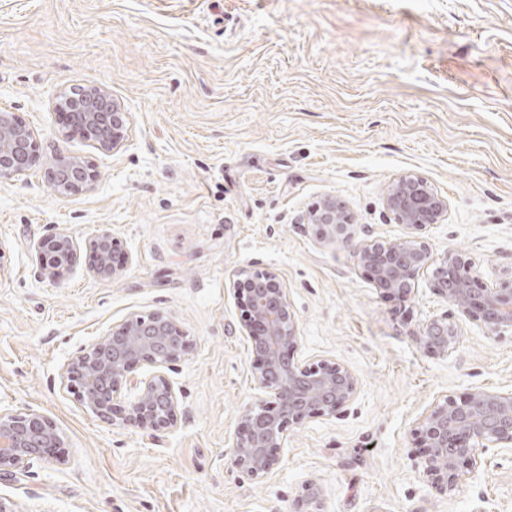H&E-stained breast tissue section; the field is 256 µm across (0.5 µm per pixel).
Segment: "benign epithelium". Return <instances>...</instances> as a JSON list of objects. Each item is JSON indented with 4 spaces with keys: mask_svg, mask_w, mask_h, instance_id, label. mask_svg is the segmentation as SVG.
<instances>
[{
    "mask_svg": "<svg viewBox=\"0 0 512 512\" xmlns=\"http://www.w3.org/2000/svg\"><path fill=\"white\" fill-rule=\"evenodd\" d=\"M56 106L66 111L71 126L82 130L103 151L114 152L126 140L129 115L105 88L64 94ZM34 151L32 131L13 113L1 112L0 179L23 174ZM47 179L58 193L74 194L90 188L95 174L79 158L59 156L48 169ZM385 205L400 223L416 232L448 215L447 198L416 174H405L391 184ZM304 220L317 226L321 236L355 253L375 287L394 297L408 295L419 272L432 268L435 291L453 306L455 314L426 324L417 340L429 351L441 356L453 352L467 321L482 324L489 335L512 330V287L479 286L478 271L466 253L449 251L435 263L429 244L415 234L391 241L359 239L350 230L351 217L330 199ZM92 246L96 275L112 276L111 257L120 240L103 230ZM39 249L45 260L41 275L49 277V267L71 258L73 241L67 235H49ZM233 288L241 300V329L256 359L254 383L272 396V400H260L242 412L233 444L234 467L258 479L278 468L280 459L273 449L284 447L288 426L336 415L354 398L358 380L339 362L309 364L297 358V320L288 290L276 272L246 273L233 280ZM186 348V337L167 313L129 316L73 361L80 374L83 403L97 416L110 418L113 393L135 367L147 364L163 369ZM177 408L175 387L157 374L139 382L137 397L118 425L148 423L165 430L176 424ZM420 438L425 472L432 483L443 491L454 489L461 465L476 468L479 457L490 447L512 452V391L474 389L459 400L446 398L422 419ZM62 444L61 433L50 418L0 409V477L16 475Z\"/></svg>",
    "mask_w": 512,
    "mask_h": 512,
    "instance_id": "1",
    "label": "benign epithelium"
}]
</instances>
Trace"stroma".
Here are the masks:
<instances>
[{
  "label": "stroma",
  "mask_w": 512,
  "mask_h": 512,
  "mask_svg": "<svg viewBox=\"0 0 512 512\" xmlns=\"http://www.w3.org/2000/svg\"><path fill=\"white\" fill-rule=\"evenodd\" d=\"M104 87L130 119L117 152L67 126L60 92ZM34 133L25 174L0 181V407L37 412L63 445L0 496L17 512H512V454L497 448L453 491L424 471L415 430L446 397L512 390V331L464 323L441 357L417 342L452 315L430 275L383 294L352 251L302 217L331 198L351 231L409 233L384 194L424 176L448 215L422 235L467 253L481 281L512 269V0H0V111ZM88 161L92 190L62 196L45 171ZM116 273L92 270L101 231ZM73 262L39 277V242ZM282 278L299 356L358 379L333 417L289 427L279 467L230 463L242 410L262 397L232 282ZM163 311L188 338L164 371L176 426L121 427L82 404L65 370L129 315ZM40 255L43 263V271L40 272L44 277H50L51 272L48 267L61 264L68 261L73 252V241L67 235H49L39 244Z\"/></svg>",
  "instance_id": "35a3bbf8"
}]
</instances>
